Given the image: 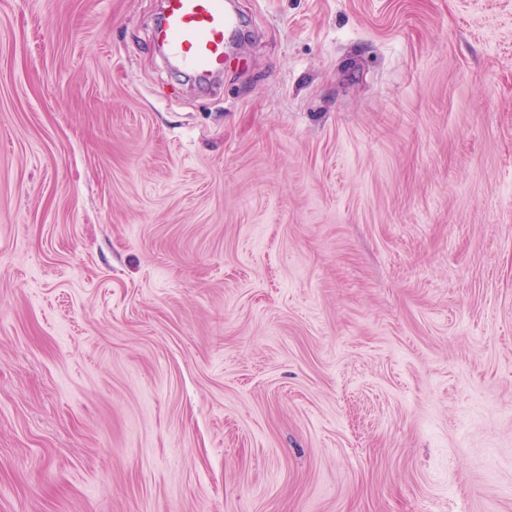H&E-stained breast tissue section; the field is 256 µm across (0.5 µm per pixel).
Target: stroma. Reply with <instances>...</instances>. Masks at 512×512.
Returning <instances> with one entry per match:
<instances>
[{
  "mask_svg": "<svg viewBox=\"0 0 512 512\" xmlns=\"http://www.w3.org/2000/svg\"><path fill=\"white\" fill-rule=\"evenodd\" d=\"M0 0V512H512V0ZM232 26L224 0H165L153 38L169 61L207 80L224 71Z\"/></svg>",
  "mask_w": 512,
  "mask_h": 512,
  "instance_id": "35a3bbf8",
  "label": "stroma"
}]
</instances>
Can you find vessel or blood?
Masks as SVG:
<instances>
[{
  "label": "vessel or blood",
  "mask_w": 512,
  "mask_h": 512,
  "mask_svg": "<svg viewBox=\"0 0 512 512\" xmlns=\"http://www.w3.org/2000/svg\"><path fill=\"white\" fill-rule=\"evenodd\" d=\"M232 26L224 0H165L153 38L169 61L206 80L224 70Z\"/></svg>",
  "instance_id": "1"
}]
</instances>
